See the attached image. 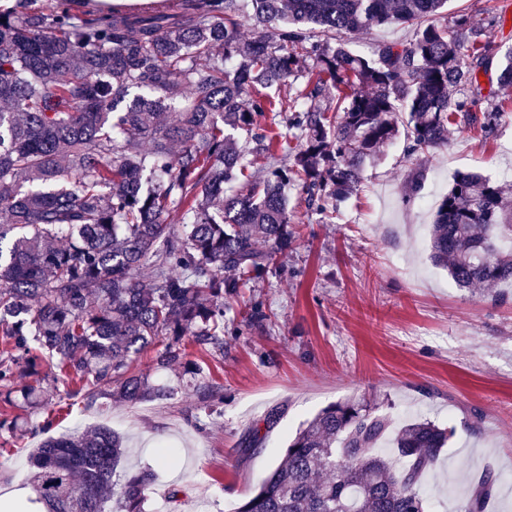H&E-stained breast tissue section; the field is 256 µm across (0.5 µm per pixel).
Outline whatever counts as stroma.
I'll list each match as a JSON object with an SVG mask.
<instances>
[{"instance_id":"stroma-1","label":"stroma","mask_w":512,"mask_h":512,"mask_svg":"<svg viewBox=\"0 0 512 512\" xmlns=\"http://www.w3.org/2000/svg\"><path fill=\"white\" fill-rule=\"evenodd\" d=\"M494 50L472 87L468 110L491 111L504 96L498 81L512 48V0H496ZM408 25H385L350 36L349 47L370 54L408 43ZM423 176L418 198L406 181ZM477 173L512 184V112L489 140L464 131L428 154L411 156L404 138L384 145L367 166L358 194L323 222L291 190L297 245L264 278L224 303V351L192 350L195 375L179 366L157 370L155 350L133 360L136 370L165 385L169 396L103 408L75 403L53 435L106 425L127 445L124 469L156 464L160 447L177 453L159 467L150 512H235L279 460L289 439L329 404L351 399L379 404L394 426L418 417L452 428L434 471L420 483L429 512H456L475 479L497 476L486 512H512V296L482 300L457 287L430 259L435 210L455 177ZM260 308L264 321L251 320ZM217 384L223 403L201 402L198 385ZM280 418L265 427L270 411ZM483 417L479 432L466 423ZM259 433L257 454L239 446ZM25 447L0 446V504L26 502Z\"/></svg>"}]
</instances>
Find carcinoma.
Instances as JSON below:
<instances>
[{"label":"carcinoma","instance_id":"carcinoma-1","mask_svg":"<svg viewBox=\"0 0 512 512\" xmlns=\"http://www.w3.org/2000/svg\"><path fill=\"white\" fill-rule=\"evenodd\" d=\"M31 2L0 10V387L36 409L59 383L87 407L165 398L133 356L161 343L157 365L188 370V347L224 350V297L293 247L288 188L327 216L399 133L410 155L463 128L487 140L508 107L478 119L453 96L492 50L491 8L450 23L446 0H175L107 13ZM396 23L415 26L409 43L363 56L344 41ZM290 79L292 93L270 94ZM430 251L458 287L500 297L512 285V188L457 177ZM388 430L366 406L328 405L236 512H425L419 483L451 431L400 427L396 469L377 449ZM0 435L23 437L6 416ZM124 455L106 427L42 439L28 454L30 503L110 512L117 483L124 512H147L152 474L120 470ZM496 482L481 475L458 512H484Z\"/></svg>","mask_w":512,"mask_h":512}]
</instances>
